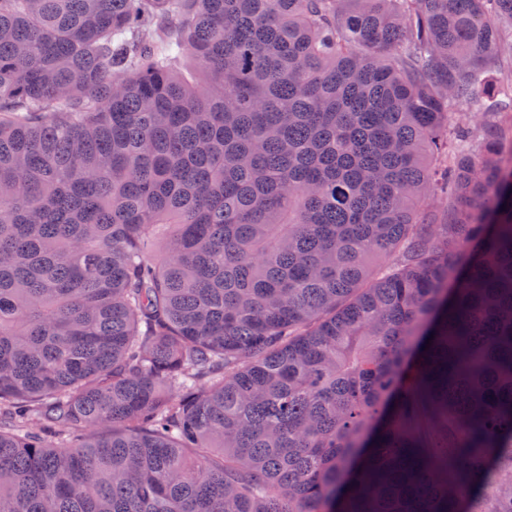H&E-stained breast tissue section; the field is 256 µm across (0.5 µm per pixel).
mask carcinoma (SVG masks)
I'll use <instances>...</instances> for the list:
<instances>
[{
  "mask_svg": "<svg viewBox=\"0 0 512 512\" xmlns=\"http://www.w3.org/2000/svg\"><path fill=\"white\" fill-rule=\"evenodd\" d=\"M509 43L512 0H0V512H512Z\"/></svg>",
  "mask_w": 512,
  "mask_h": 512,
  "instance_id": "1",
  "label": "carcinoma"
}]
</instances>
